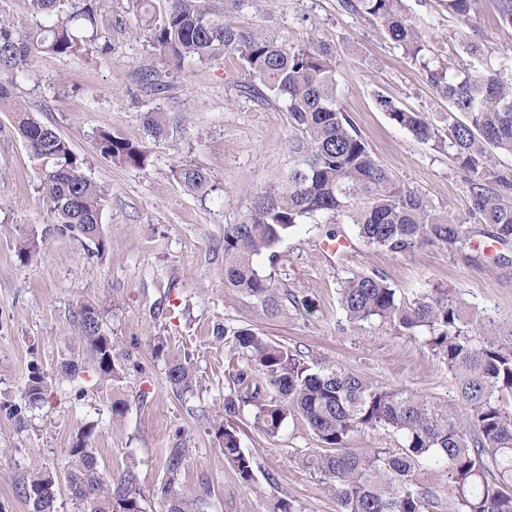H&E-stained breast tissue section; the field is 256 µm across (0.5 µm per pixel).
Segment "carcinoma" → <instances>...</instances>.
<instances>
[{
	"mask_svg": "<svg viewBox=\"0 0 512 512\" xmlns=\"http://www.w3.org/2000/svg\"><path fill=\"white\" fill-rule=\"evenodd\" d=\"M129 0V13L147 31L152 55L164 64L141 67L138 80L150 87H170V75L187 73L193 64L237 57L248 75L240 92L274 102L288 112V152L294 166L279 181L252 193L242 221L224 228V291L257 319L271 318L290 303L298 310L314 305L311 295L281 289L259 259L275 264L276 248L289 230L306 221L352 224L369 246L406 253L422 245L463 248L473 239L466 221L449 216L423 194L401 184L391 169L368 149L336 98L335 61L329 46L313 35L282 38L257 34L227 18L245 0ZM352 13L369 15L381 32L413 59L424 58L428 45L409 18L402 0H341ZM30 19L0 14V112L12 114L18 136L49 169L40 190L54 223L105 250L100 215L103 187L81 170L68 139L38 120L16 94L17 79L27 76L43 55L59 58L88 54L97 31L98 0H28ZM497 21L512 27V0H496ZM463 50L483 62L476 70L445 69L425 62L428 81L448 102V137L425 112L402 109L382 97L390 119L416 139L453 152L467 173L469 214L492 228L501 244L512 242V204L505 198L512 179L488 168L489 149L512 153V69L487 60L484 47ZM463 115L459 119L456 114ZM161 113L145 117L147 136L166 133ZM99 154L114 164L143 168L148 151L142 141L102 132ZM177 180L205 195L209 181L197 167L179 165ZM339 303L349 322L378 320L422 342L448 369L456 393L448 401L411 390L378 385L344 364L302 355L266 336L254 324L216 335L230 336L236 357L234 389L224 398V412L206 423L221 443L224 459L241 479L253 478V462L241 448L245 417L263 435L275 439L285 420L301 416L325 451L305 464L331 489L336 512H426L433 492L413 474L422 464L448 472V489L458 512H512V314L503 316L466 303L438 284L405 302L376 273L354 272L341 282ZM78 336L103 383L119 375L117 343L104 329L99 311L82 306L76 315ZM167 377L176 390H191V363L167 361ZM50 382L33 368L21 394L24 407L46 402ZM390 429L396 448L357 450L349 438L365 429ZM95 426L78 428L62 471L33 470L22 485L31 512H57L66 492L74 512H146L136 490L137 476L100 470L91 448ZM190 455L185 445L164 456L161 512H201L186 496L180 476Z\"/></svg>",
	"mask_w": 512,
	"mask_h": 512,
	"instance_id": "obj_1",
	"label": "carcinoma"
}]
</instances>
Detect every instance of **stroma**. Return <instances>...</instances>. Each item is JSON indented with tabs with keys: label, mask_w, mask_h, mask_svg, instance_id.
Segmentation results:
<instances>
[{
	"label": "stroma",
	"mask_w": 512,
	"mask_h": 512,
	"mask_svg": "<svg viewBox=\"0 0 512 512\" xmlns=\"http://www.w3.org/2000/svg\"><path fill=\"white\" fill-rule=\"evenodd\" d=\"M495 0H475L467 18L448 13L443 0H404L436 61L462 60L461 40L483 43L492 63L512 67V27L496 23ZM127 0H100L97 52L86 58L40 56L16 92L42 122L71 143L82 171L105 186L101 211L105 252L52 222L39 174L45 163L14 135L0 112V512H29L22 482L35 467L63 468L77 429L96 427L91 446L101 469L135 471L147 512H160L157 489L167 448L182 443L190 459L184 492L203 512H273L278 499L296 512H336V501L302 465L320 444L306 423L288 419L277 440L245 429L241 447L253 460V479L243 482L225 461L203 417L222 413L235 359L230 344L213 335L216 325L252 323L251 313L224 290V227L241 221L251 193L287 171L288 115L240 94L238 59L223 66L196 65L187 80L163 91L135 81L153 62L146 31L136 21L118 27ZM234 20L256 33L298 36L312 31L331 46L337 99L374 156L407 187L448 214H468L466 175L448 153L416 140L378 104L386 97L404 109L428 113L448 125V104L438 98L420 64L380 32L367 15L346 12L341 0H247ZM165 113L167 132L146 138L147 113ZM145 141V168H125L97 155L100 132ZM191 164L209 177L207 195L187 191L173 169ZM327 225L299 224L280 243L276 283L309 292L307 314L285 307L261 322L273 339L307 357L333 356L383 385L445 400L454 391L448 372L421 341L389 325H351L339 303L340 282L350 272H373L400 288L406 301L431 284L459 292L469 305L512 313V245L477 232L470 247L425 245L395 254L366 245L353 225L338 227L343 246L327 247ZM38 245L28 263L16 246ZM100 309L104 327L118 342L116 381L94 372L57 378L61 361L80 358L75 336L81 306ZM165 353L155 356L156 343ZM189 357L200 389L178 392L167 378V360ZM52 380L49 404L13 414L32 368ZM128 401L121 425H113V399Z\"/></svg>",
	"instance_id": "stroma-1"
}]
</instances>
